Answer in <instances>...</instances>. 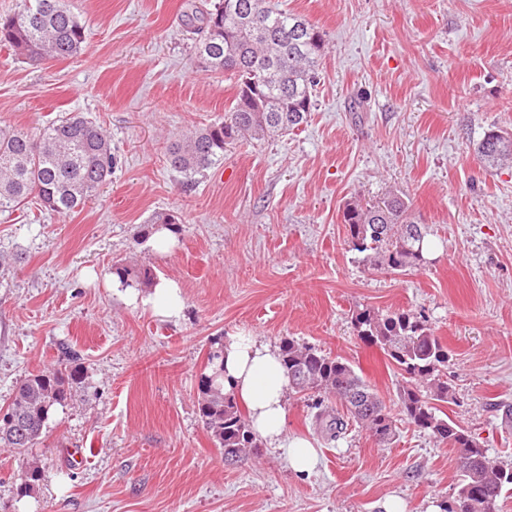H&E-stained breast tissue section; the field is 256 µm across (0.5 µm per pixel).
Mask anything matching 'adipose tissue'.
<instances>
[{"label": "adipose tissue", "instance_id": "adipose-tissue-1", "mask_svg": "<svg viewBox=\"0 0 512 512\" xmlns=\"http://www.w3.org/2000/svg\"><path fill=\"white\" fill-rule=\"evenodd\" d=\"M112 286L123 289L126 300L150 310L166 320L180 319L184 301L178 282L155 281L148 292L124 288L120 278ZM224 390L242 402L252 429L270 447L287 458L297 474H311L318 463V453L309 440L289 436L286 428V392L288 377L276 347L251 332L240 331L225 336L221 343Z\"/></svg>", "mask_w": 512, "mask_h": 512}]
</instances>
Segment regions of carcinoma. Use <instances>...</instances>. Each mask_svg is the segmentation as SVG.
I'll use <instances>...</instances> for the list:
<instances>
[{
    "label": "carcinoma",
    "mask_w": 512,
    "mask_h": 512,
    "mask_svg": "<svg viewBox=\"0 0 512 512\" xmlns=\"http://www.w3.org/2000/svg\"><path fill=\"white\" fill-rule=\"evenodd\" d=\"M186 25L197 35L194 52L201 71L230 73L236 88L223 120L168 148L171 169L191 179L223 160L226 146L261 142L307 120L325 39L316 26L270 0H216L213 8L188 18ZM86 40V27L66 0H20L0 17V45L33 65L75 57ZM477 153L491 166L512 160V133L489 129L477 143ZM115 164L111 138L80 112L37 133L1 127L0 211L33 196L47 210L74 212L111 179ZM344 223L349 246L364 254L363 262L374 269L399 273L426 263L423 225L398 191L348 204ZM112 272L126 286L154 282L148 268L115 266ZM353 326L364 344L380 349L400 372L398 414L347 359L285 338L280 354L288 390L315 399L322 408L317 422L333 435L345 421L325 405L332 398L383 444L394 439L397 419L407 421L455 451L456 504L465 505L463 512H499L500 500L512 491V466L491 462L468 431L438 407L448 402V377L443 373L448 352L439 339L420 317L405 310L384 314L366 308L355 314ZM218 359L217 350L208 353L207 372L198 384V410L215 444L238 462L260 447V439L238 402L224 393ZM81 380V367L66 364L25 377L4 409L13 421L0 420V443L21 452L33 447L51 408L65 402Z\"/></svg>",
    "instance_id": "1"
}]
</instances>
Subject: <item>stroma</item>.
Here are the masks:
<instances>
[{"instance_id":"1","label":"stroma","mask_w":512,"mask_h":512,"mask_svg":"<svg viewBox=\"0 0 512 512\" xmlns=\"http://www.w3.org/2000/svg\"><path fill=\"white\" fill-rule=\"evenodd\" d=\"M214 0H68L84 52L32 66L0 48V127L33 132L69 112L112 139L111 182L75 213H0V407L28 374L76 354L82 381L26 454L0 447V512H445L456 454L399 422L380 444L360 424L323 432L289 394V435L319 454L297 475L261 445L229 465L205 429L198 383L221 337L245 330L348 359L388 406L402 377L357 337L368 308L421 315L448 350L442 409L512 463V163L475 147L512 130V0H277L323 31L326 53L305 123L242 142L193 179L164 162L180 136L223 117L229 75L201 72L186 13ZM412 203L427 264L373 270L350 249L348 203L388 190ZM159 213L174 248L139 244ZM177 281L169 321L113 292V265ZM43 472L27 495L30 464Z\"/></svg>"}]
</instances>
